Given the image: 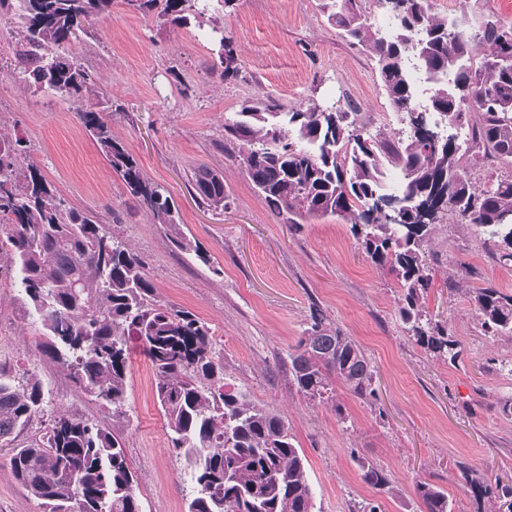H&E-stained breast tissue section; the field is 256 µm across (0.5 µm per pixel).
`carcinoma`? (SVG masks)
Wrapping results in <instances>:
<instances>
[{
	"mask_svg": "<svg viewBox=\"0 0 512 512\" xmlns=\"http://www.w3.org/2000/svg\"><path fill=\"white\" fill-rule=\"evenodd\" d=\"M19 2L15 61L29 86L80 104L78 120L129 194L181 250L210 263L181 233L167 191L148 181L137 159L112 137L108 115L91 102V75L65 52L78 30L110 13L112 0ZM363 2L319 0V8L373 55L403 128L374 135L356 123L357 112L335 102L287 110L268 93L224 121V149L285 223L350 220L363 252L395 275L408 334L430 357L452 363L460 346L425 308L433 281L428 243L452 213L479 228L483 244L498 246L500 263L512 262V44L502 40L500 21L487 20L473 33L464 14L451 21L435 15L433 0H386L389 24L379 32ZM123 3L178 28L215 23L211 0ZM217 56L212 72L237 79L232 38L221 36ZM425 130L438 140L430 141ZM466 155L510 170L478 185L461 164ZM26 159L24 139L0 134V253L9 252L18 267L26 313L43 329V351L67 368L80 392L116 414L126 398L128 339L140 342L155 375L169 443L191 467L188 512H313L305 457L285 418L230 388L207 323L158 301L129 246L95 213L66 204ZM389 165L398 170L395 180L386 174ZM190 178L207 207L230 206L220 172L197 167ZM378 200L396 205L395 219L381 213ZM470 300L485 335H512V294L487 285L471 289ZM290 358L298 389L310 397L328 393L333 378L362 400L374 395L371 358L316 306ZM47 406L35 375L20 377L0 365V450H9L24 490L44 512H141L121 438L97 422L59 415L40 439L16 443ZM359 467L366 484L390 491L385 470L364 462ZM469 485L477 501L498 490L512 497L509 485L479 478ZM416 491L422 512H448V496L436 485L420 480Z\"/></svg>",
	"mask_w": 512,
	"mask_h": 512,
	"instance_id": "cac0c4a2",
	"label": "carcinoma"
}]
</instances>
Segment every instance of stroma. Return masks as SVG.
<instances>
[{"label":"stroma","mask_w":512,"mask_h":512,"mask_svg":"<svg viewBox=\"0 0 512 512\" xmlns=\"http://www.w3.org/2000/svg\"><path fill=\"white\" fill-rule=\"evenodd\" d=\"M434 10L492 15L512 23V0H433ZM17 6L0 8V134L27 140L28 159L74 206L96 212L137 253L158 300L188 309L212 328L232 387L284 416L307 461L314 512H421L415 482L448 496L451 512H473L469 478L512 485V338L485 336L470 289L492 285L512 294V267L501 265L474 226L447 215L429 247L436 258L425 299L445 322L462 356L433 360L409 336L399 314L395 276L364 254L346 220L335 216L289 228L271 213L245 172L224 153V121L243 103L271 93L292 109L309 100L356 105L359 122L392 134L400 122L372 55L330 24L318 0H237L218 12L242 68L234 81L213 74L211 30L173 28L153 15L112 13L78 32L68 49L95 80L112 135L144 175L177 204L180 228L210 264L178 250L162 225L127 193L75 105L51 90L29 89L14 62ZM221 172L231 206L208 209L190 183L194 167ZM366 350L375 397L364 401L340 382L326 398L302 394L290 373L293 348L311 305ZM40 324L25 317L17 268L0 254V363L34 371L49 406L35 436L58 414L84 415L123 437L138 477L142 512H187L193 496L187 464L168 446L151 367L130 347L126 413L92 402L66 367L44 355ZM384 468L383 493L361 479L359 461ZM0 512H41L0 451Z\"/></svg>","instance_id":"1"}]
</instances>
